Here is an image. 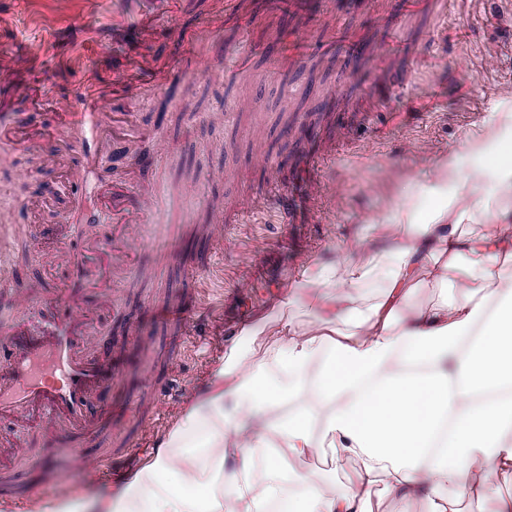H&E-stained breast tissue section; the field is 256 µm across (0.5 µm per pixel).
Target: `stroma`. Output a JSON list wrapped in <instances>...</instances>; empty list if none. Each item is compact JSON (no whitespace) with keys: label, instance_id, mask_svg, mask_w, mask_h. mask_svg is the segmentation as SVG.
I'll use <instances>...</instances> for the list:
<instances>
[{"label":"stroma","instance_id":"stroma-1","mask_svg":"<svg viewBox=\"0 0 512 512\" xmlns=\"http://www.w3.org/2000/svg\"><path fill=\"white\" fill-rule=\"evenodd\" d=\"M44 2L54 21L45 36L54 46L92 35L100 47L67 66L52 55L42 61L43 92L32 110L47 115L54 134L55 98L71 93L89 69L111 92L115 65L133 50L113 40L112 26L136 24L150 7L145 0H105L98 12L82 13L73 0ZM319 2L315 13L290 0H240L238 12L228 15L224 0H175L174 16H160L150 53L172 63L171 80L119 106L139 133L116 128L98 162L105 183L134 192L160 186L175 196L172 206L133 229L137 271L129 285L117 290L111 307L92 311V353L107 352L123 362L124 373L96 401L103 417L84 441L85 464L71 460L68 434L0 418V437L19 439L21 454L61 452L54 471H15L17 484L38 481L42 495L55 499L116 491L123 476L147 464L149 444L165 440L152 426L154 415L165 413L177 424L189 400L206 391L210 371L231 344L226 323L254 321L284 302L289 318L306 328L311 315L296 296L298 284L335 266L359 238L386 250L373 219L394 220L405 189L426 213L424 186L441 157L452 152L460 165L471 164V138L496 113L512 111V0H448L444 30L438 0ZM277 39L294 47V61L267 51ZM360 43L372 54L362 66L349 53ZM401 72L405 95L390 87ZM337 92L348 96V107L318 123ZM152 154L154 166L134 167V159ZM82 160L75 151L49 168L39 147L0 137V225L18 227L8 283L0 287V320L15 318L31 334L51 315L40 303L46 289L66 281L37 256L55 249L69 207L38 187L46 179L67 183L68 166ZM218 169L223 181H211L209 171ZM273 187L304 195L292 234L239 221L241 208ZM212 253L219 256L214 265L207 262ZM26 298L33 308L21 307ZM156 302L217 310L194 312L184 328L147 316ZM188 333L209 347L210 358L185 345ZM131 400L140 407L135 418L126 411ZM103 448L112 451L115 477L88 466ZM360 467L352 456L310 457L292 461L280 480L294 490L299 475L311 471L317 486L343 489Z\"/></svg>","mask_w":512,"mask_h":512}]
</instances>
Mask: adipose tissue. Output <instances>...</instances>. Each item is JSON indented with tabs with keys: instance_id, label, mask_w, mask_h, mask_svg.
I'll list each match as a JSON object with an SVG mask.
<instances>
[{
	"instance_id": "obj_1",
	"label": "adipose tissue",
	"mask_w": 512,
	"mask_h": 512,
	"mask_svg": "<svg viewBox=\"0 0 512 512\" xmlns=\"http://www.w3.org/2000/svg\"><path fill=\"white\" fill-rule=\"evenodd\" d=\"M470 146L477 164L459 166L452 153L438 163L426 218L401 201L386 251L360 241L310 279L317 319L307 329L281 306L247 325L250 346L228 349L209 389L117 495L49 498L40 512H260L273 501L285 512H372L376 502L407 512L422 490L430 512H450L452 487L497 499L482 473L492 460L512 466V113ZM463 224L481 231L463 237ZM373 277L384 292L362 299ZM446 286L454 298L411 306L414 289ZM294 394L322 415V438L308 417H272ZM201 436L207 467L186 451ZM326 454L361 460L352 489L316 486L307 472L303 494L288 496L285 457Z\"/></svg>"
}]
</instances>
